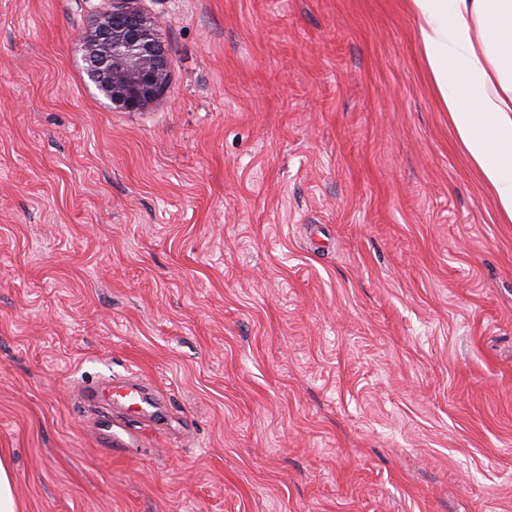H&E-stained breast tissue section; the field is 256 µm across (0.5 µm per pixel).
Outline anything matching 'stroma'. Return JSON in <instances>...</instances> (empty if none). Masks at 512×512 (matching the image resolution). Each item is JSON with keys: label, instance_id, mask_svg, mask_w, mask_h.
Segmentation results:
<instances>
[{"label": "stroma", "instance_id": "stroma-1", "mask_svg": "<svg viewBox=\"0 0 512 512\" xmlns=\"http://www.w3.org/2000/svg\"><path fill=\"white\" fill-rule=\"evenodd\" d=\"M0 0V452L20 512H512V223L408 0ZM157 394L97 446L80 387ZM111 1L83 36L89 75L113 108L139 112L167 91V52L137 0ZM142 428L131 427L128 423H116L112 416L104 417L97 425V436L103 448H111L115 455L129 452L130 444L140 442Z\"/></svg>", "mask_w": 512, "mask_h": 512}]
</instances>
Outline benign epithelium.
I'll use <instances>...</instances> for the list:
<instances>
[{
	"mask_svg": "<svg viewBox=\"0 0 512 512\" xmlns=\"http://www.w3.org/2000/svg\"><path fill=\"white\" fill-rule=\"evenodd\" d=\"M83 41L91 80L112 107L139 112L167 91V52L137 0H112Z\"/></svg>",
	"mask_w": 512,
	"mask_h": 512,
	"instance_id": "1",
	"label": "benign epithelium"
}]
</instances>
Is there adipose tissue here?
I'll return each instance as SVG.
<instances>
[{"label":"adipose tissue","mask_w":512,"mask_h":512,"mask_svg":"<svg viewBox=\"0 0 512 512\" xmlns=\"http://www.w3.org/2000/svg\"><path fill=\"white\" fill-rule=\"evenodd\" d=\"M424 58L470 163L512 222V0H410Z\"/></svg>","instance_id":"ef3b65f1"}]
</instances>
